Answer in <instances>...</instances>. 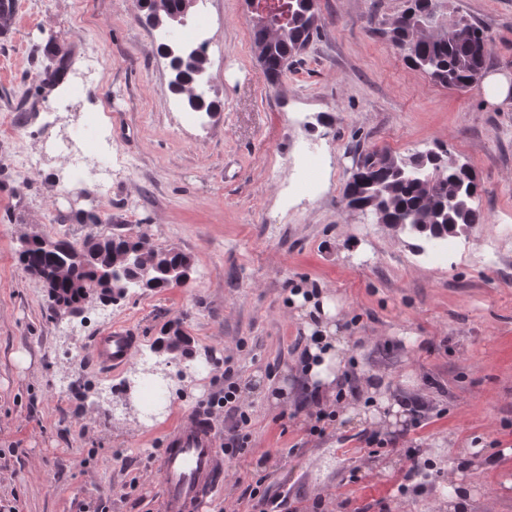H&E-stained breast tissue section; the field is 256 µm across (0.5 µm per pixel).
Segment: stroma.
Segmentation results:
<instances>
[{"label": "stroma", "instance_id": "stroma-1", "mask_svg": "<svg viewBox=\"0 0 512 512\" xmlns=\"http://www.w3.org/2000/svg\"><path fill=\"white\" fill-rule=\"evenodd\" d=\"M404 7L317 0L318 36L274 84L245 0H209L203 88L222 110L189 125L159 46L184 45L197 9L165 29L140 22L138 0H15L0 36V500L20 512H158L157 450L223 388L229 357L253 413L251 447L227 459L206 512H262L243 495L255 485L287 491L290 512H443L455 473L467 512H512V105L409 67L384 34ZM438 12L483 25L486 73L512 75V0H439ZM58 46L68 73L56 82ZM91 60L93 84L77 89ZM87 112L129 162L108 188L53 149ZM439 145L474 170L484 221L431 260L423 239L348 209L343 188L362 150L406 158ZM311 149L332 166L306 195L296 181ZM23 150L42 154L40 169L21 168ZM35 234L78 245L139 235L188 255L193 272L184 285L58 313L17 259L20 238ZM490 237L502 253L478 263ZM303 287L340 305L342 377L357 386L383 372L393 397L426 399L420 415L316 421L321 403L299 366L306 319L292 300ZM115 325L137 337L136 359L118 369L93 351ZM174 325L191 353L170 356V398L152 414L128 381L139 355L160 361L154 345ZM271 384L285 400L272 402ZM370 434L384 447H366ZM416 459L427 474L410 476Z\"/></svg>", "mask_w": 512, "mask_h": 512}]
</instances>
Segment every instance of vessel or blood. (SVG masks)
<instances>
[{
    "label": "vessel or blood",
    "instance_id": "1",
    "mask_svg": "<svg viewBox=\"0 0 512 512\" xmlns=\"http://www.w3.org/2000/svg\"><path fill=\"white\" fill-rule=\"evenodd\" d=\"M136 342L130 328L116 326L95 338L94 351L104 366L118 368L131 360ZM157 467L160 512H203L209 495L224 481L225 458L202 412H190L185 424L166 433Z\"/></svg>",
    "mask_w": 512,
    "mask_h": 512
}]
</instances>
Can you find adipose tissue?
<instances>
[{"label": "adipose tissue", "mask_w": 512, "mask_h": 512, "mask_svg": "<svg viewBox=\"0 0 512 512\" xmlns=\"http://www.w3.org/2000/svg\"><path fill=\"white\" fill-rule=\"evenodd\" d=\"M295 300L303 307L302 314L307 319L306 327L310 334L301 355L308 365L305 375L309 388L322 394L328 404L336 406L337 410L347 415L353 414L354 409L347 401L336 398L344 348V341L338 336L334 323L338 313L337 302L324 294L309 298L299 294ZM387 383V378L380 373L369 375L363 381L361 396L371 402L370 410L364 414L366 420L373 423L396 422L401 406L391 400Z\"/></svg>", "instance_id": "ef3b65f1"}]
</instances>
